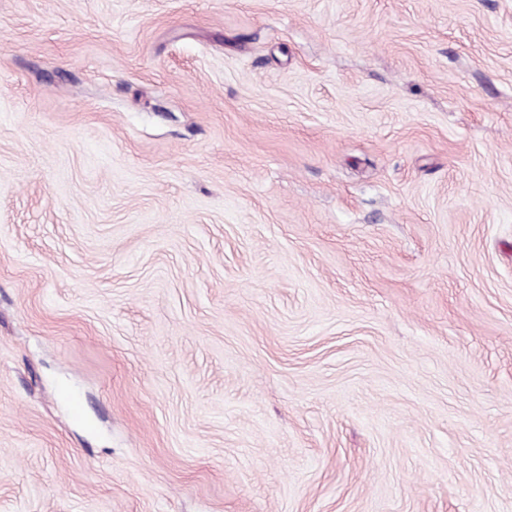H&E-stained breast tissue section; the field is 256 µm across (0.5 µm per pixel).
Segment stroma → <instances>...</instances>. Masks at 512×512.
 Masks as SVG:
<instances>
[{
  "mask_svg": "<svg viewBox=\"0 0 512 512\" xmlns=\"http://www.w3.org/2000/svg\"><path fill=\"white\" fill-rule=\"evenodd\" d=\"M0 512H512V0H0Z\"/></svg>",
  "mask_w": 512,
  "mask_h": 512,
  "instance_id": "35a3bbf8",
  "label": "stroma"
}]
</instances>
